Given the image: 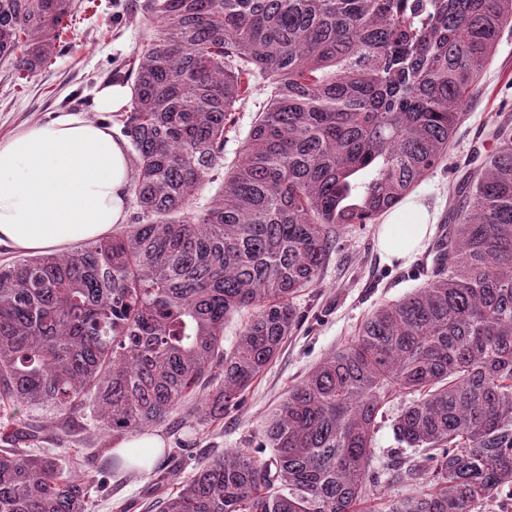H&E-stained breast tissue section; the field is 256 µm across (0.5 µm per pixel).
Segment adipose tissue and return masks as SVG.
Instances as JSON below:
<instances>
[{
	"mask_svg": "<svg viewBox=\"0 0 512 512\" xmlns=\"http://www.w3.org/2000/svg\"><path fill=\"white\" fill-rule=\"evenodd\" d=\"M131 186L126 143L69 110L0 139V245L32 254L108 236L123 223ZM435 220L407 197L382 222L378 248L402 264L429 241Z\"/></svg>",
	"mask_w": 512,
	"mask_h": 512,
	"instance_id": "adipose-tissue-1",
	"label": "adipose tissue"
}]
</instances>
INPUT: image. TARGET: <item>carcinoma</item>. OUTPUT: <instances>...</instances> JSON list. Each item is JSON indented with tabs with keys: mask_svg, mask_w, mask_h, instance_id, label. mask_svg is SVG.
I'll list each match as a JSON object with an SVG mask.
<instances>
[{
	"mask_svg": "<svg viewBox=\"0 0 512 512\" xmlns=\"http://www.w3.org/2000/svg\"><path fill=\"white\" fill-rule=\"evenodd\" d=\"M75 0H0V62L26 79ZM153 34L122 133L131 225L0 265V402L65 430L133 437L192 403L239 406L299 325L347 224H373L448 155L512 0H144ZM259 75L269 98L229 170L224 132ZM454 188L425 285L377 307L267 419L265 459L200 465L163 512H482L512 495V123ZM209 181L214 194L199 202ZM248 313L224 350V321ZM404 405L377 460L384 408ZM0 426V512H88V486ZM399 409L400 404L398 401V403L395 402L394 405L389 409V420L385 419L386 423L381 424V427L376 434L375 451L377 455H379L381 460H384L388 453L397 450V448H404L403 451H405L407 454H411L414 452L413 448H406L405 450V445L401 446L394 438L393 431L390 426V419L392 418V416H395L398 413Z\"/></svg>",
	"mask_w": 512,
	"mask_h": 512,
	"instance_id": "carcinoma-1",
	"label": "carcinoma"
}]
</instances>
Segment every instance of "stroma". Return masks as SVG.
Masks as SVG:
<instances>
[{
  "mask_svg": "<svg viewBox=\"0 0 512 512\" xmlns=\"http://www.w3.org/2000/svg\"><path fill=\"white\" fill-rule=\"evenodd\" d=\"M141 0H83L63 41L47 65L24 82H17L8 64H0V138L20 127L46 123L68 108L101 120L113 134L122 124L114 112L96 109V91L125 71L150 34L139 10ZM267 101L263 81L251 82L248 97L238 105L235 122L224 143V161L232 163L247 139L256 112ZM512 117V30L504 32L482 86L465 112L447 158L414 190L430 205L436 224L447 222L457 209L451 195L456 166L485 140L498 116ZM377 225H351L337 236L336 249L318 287L296 300L298 329L277 359L252 383L237 408L199 423L186 412L174 414L158 427L164 452L150 471L108 469L102 449L118 439L101 436L89 418L77 419L69 435L45 430L43 445L67 458L74 449L86 455L82 471L90 483V512H148L151 505L175 491L196 467L213 456L237 448H265L264 426L272 409L326 353L355 336L362 321L380 304L396 301L424 284L431 264L420 252L405 264L383 261L376 245Z\"/></svg>",
  "mask_w": 512,
  "mask_h": 512,
  "instance_id": "obj_1",
  "label": "stroma"
}]
</instances>
